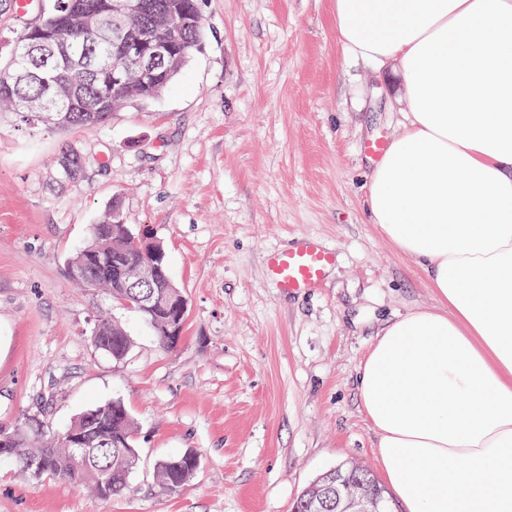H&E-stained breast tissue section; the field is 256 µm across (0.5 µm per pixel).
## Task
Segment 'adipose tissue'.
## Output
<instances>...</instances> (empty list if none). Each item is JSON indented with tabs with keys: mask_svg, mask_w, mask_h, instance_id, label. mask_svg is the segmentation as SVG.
<instances>
[{
	"mask_svg": "<svg viewBox=\"0 0 512 512\" xmlns=\"http://www.w3.org/2000/svg\"><path fill=\"white\" fill-rule=\"evenodd\" d=\"M333 13L348 53L401 79L366 205L441 304L388 322L359 365L383 478L405 512H512V0Z\"/></svg>",
	"mask_w": 512,
	"mask_h": 512,
	"instance_id": "ef3b65f1",
	"label": "adipose tissue"
}]
</instances>
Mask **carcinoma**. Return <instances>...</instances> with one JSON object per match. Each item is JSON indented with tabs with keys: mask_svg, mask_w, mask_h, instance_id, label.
<instances>
[{
	"mask_svg": "<svg viewBox=\"0 0 512 512\" xmlns=\"http://www.w3.org/2000/svg\"><path fill=\"white\" fill-rule=\"evenodd\" d=\"M91 0H47L49 7L34 21L15 33L10 44V60L0 69V106L14 113L25 124L52 128H76L91 131L112 115V99L101 91L106 73L112 71V40L101 33L86 30L73 22L57 28L59 17H75L79 6ZM158 8L174 3L189 16L199 14L197 0H151ZM166 37L180 50L187 63L203 44L204 27L172 30ZM54 82L72 91V98L45 97L41 111L27 108L30 98L43 94V82ZM82 157L69 151L61 166L65 179L80 171ZM122 217L108 211L93 225L88 244L71 257L68 266L81 271L75 281L102 291L142 315L151 325L159 346L173 348L163 334L167 313L162 308L142 307V302L125 288L127 270L144 257L131 249L112 251V239L121 237ZM92 346L110 356L124 360L131 350L125 332L106 317L98 320L91 335ZM71 424L78 427L84 448L70 443L67 434L54 435L40 418L22 415L9 425L0 426V449L10 454L15 467L33 481L63 480L91 488L104 499L124 498L133 492V462L139 458L131 418L119 401L94 405L79 413ZM185 455L159 460L153 470L155 486L175 493L194 477ZM336 470L319 474L294 502L293 512H309V499L326 492L336 497Z\"/></svg>",
	"mask_w": 512,
	"mask_h": 512,
	"instance_id": "cac0c4a2",
	"label": "carcinoma"
}]
</instances>
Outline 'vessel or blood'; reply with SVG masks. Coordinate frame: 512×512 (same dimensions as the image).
I'll return each instance as SVG.
<instances>
[{"instance_id":"vessel-or-blood-1","label":"vessel or blood","mask_w":512,"mask_h":512,"mask_svg":"<svg viewBox=\"0 0 512 512\" xmlns=\"http://www.w3.org/2000/svg\"><path fill=\"white\" fill-rule=\"evenodd\" d=\"M335 263V249L313 236L301 237L267 259L271 277L289 293L318 287Z\"/></svg>"}]
</instances>
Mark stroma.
Listing matches in <instances>:
<instances>
[{"instance_id":"35a3bbf8","label":"stroma","mask_w":512,"mask_h":512,"mask_svg":"<svg viewBox=\"0 0 512 512\" xmlns=\"http://www.w3.org/2000/svg\"><path fill=\"white\" fill-rule=\"evenodd\" d=\"M198 8L205 47L156 99L90 132L0 114V423L36 415L61 434L118 400L140 455L121 499L0 464V512H292L327 469L379 470L359 363L388 320L440 307L364 205L366 144L402 131L399 79L346 55L332 0ZM72 149L86 163L67 180ZM114 204L161 241L187 299L173 349L66 274ZM304 235L334 246L336 264L287 294L266 256ZM103 316L131 340L122 362L91 345ZM186 451L200 460L193 481L159 491L155 462Z\"/></svg>"}]
</instances>
